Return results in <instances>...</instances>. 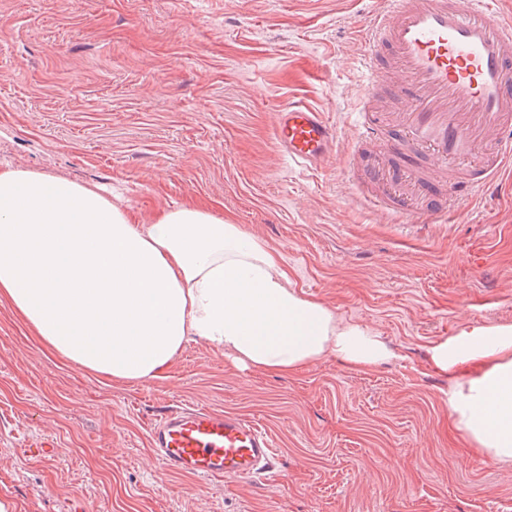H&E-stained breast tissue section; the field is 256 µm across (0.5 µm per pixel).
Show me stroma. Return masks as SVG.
<instances>
[{
    "label": "stroma",
    "mask_w": 512,
    "mask_h": 512,
    "mask_svg": "<svg viewBox=\"0 0 512 512\" xmlns=\"http://www.w3.org/2000/svg\"><path fill=\"white\" fill-rule=\"evenodd\" d=\"M386 2L0 0V169L111 190L136 223L211 204L267 243L299 294L394 352L280 376L192 341L166 378L122 384L63 363L0 305V498L14 512H512V463L469 446L428 363L466 323H512V196L400 223L360 202L345 156L310 170L274 145L292 100L346 142L365 106L397 109L384 91L364 103L353 35ZM175 402L259 423L277 473L162 472L148 429Z\"/></svg>",
    "instance_id": "1"
}]
</instances>
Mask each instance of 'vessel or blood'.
Wrapping results in <instances>:
<instances>
[{"instance_id": "b4317fda", "label": "vessel or blood", "mask_w": 512, "mask_h": 512, "mask_svg": "<svg viewBox=\"0 0 512 512\" xmlns=\"http://www.w3.org/2000/svg\"><path fill=\"white\" fill-rule=\"evenodd\" d=\"M505 0H387L355 30L365 48L363 91L388 89L404 101L395 123L364 109L353 153L377 142L401 176L434 188L419 212L391 195L363 194L377 209L408 221L445 222L455 203L512 191V8ZM280 152L315 169L334 154L339 131L325 113L296 101L275 114ZM470 158L464 175L451 161ZM166 471L246 482L274 474L277 452L257 424L221 411L172 405L150 430Z\"/></svg>"}]
</instances>
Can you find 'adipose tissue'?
Masks as SVG:
<instances>
[{"instance_id":"1","label":"adipose tissue","mask_w":512,"mask_h":512,"mask_svg":"<svg viewBox=\"0 0 512 512\" xmlns=\"http://www.w3.org/2000/svg\"><path fill=\"white\" fill-rule=\"evenodd\" d=\"M0 303L60 360L116 383L165 378L192 341L268 375L393 356L371 327L299 294L264 240L211 206L135 224L100 188L23 167L0 170ZM429 363L470 446L512 461V323H467ZM468 365L478 374L460 378Z\"/></svg>"}]
</instances>
